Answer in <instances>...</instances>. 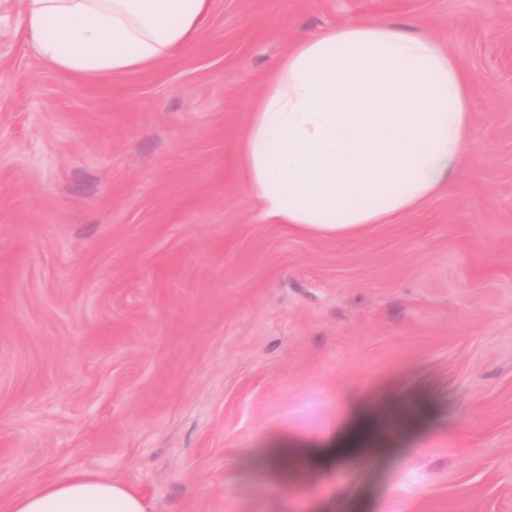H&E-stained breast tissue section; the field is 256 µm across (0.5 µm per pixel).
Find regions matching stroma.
Wrapping results in <instances>:
<instances>
[{
	"label": "stroma",
	"instance_id": "stroma-1",
	"mask_svg": "<svg viewBox=\"0 0 512 512\" xmlns=\"http://www.w3.org/2000/svg\"><path fill=\"white\" fill-rule=\"evenodd\" d=\"M357 19L457 58L474 149L359 235L258 223L237 148L265 81ZM422 400L406 432L388 405ZM358 405L392 449L264 462ZM81 471L150 512H512V0H211L182 53L102 81L0 0V504Z\"/></svg>",
	"mask_w": 512,
	"mask_h": 512
}]
</instances>
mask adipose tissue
I'll return each mask as SVG.
<instances>
[{"instance_id": "adipose-tissue-1", "label": "adipose tissue", "mask_w": 512, "mask_h": 512, "mask_svg": "<svg viewBox=\"0 0 512 512\" xmlns=\"http://www.w3.org/2000/svg\"><path fill=\"white\" fill-rule=\"evenodd\" d=\"M210 0H24L38 56L86 80L141 71L193 42ZM472 87L435 40L352 21L300 38L276 64L238 145L263 224L339 237L387 224L451 186L474 144ZM356 411L312 465L340 463L368 422ZM8 512H149L126 483L77 472Z\"/></svg>"}]
</instances>
